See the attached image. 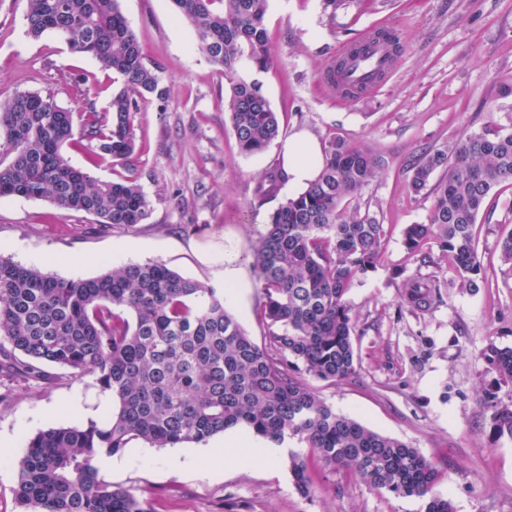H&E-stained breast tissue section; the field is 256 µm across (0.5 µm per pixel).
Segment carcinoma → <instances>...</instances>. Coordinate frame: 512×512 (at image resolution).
<instances>
[{
	"label": "carcinoma",
	"instance_id": "1",
	"mask_svg": "<svg viewBox=\"0 0 512 512\" xmlns=\"http://www.w3.org/2000/svg\"><path fill=\"white\" fill-rule=\"evenodd\" d=\"M197 46L224 72L228 113L240 152L264 151L280 135L279 115L258 76L272 64L267 0H172ZM27 34L62 37L91 55L122 86L108 112L73 115L52 98L22 92L0 105V197L47 200L94 218L103 230H133L151 201L133 164L135 113L146 95L166 98L158 68L145 61L118 0H27ZM94 145V161L124 174L100 181L72 166L62 148ZM382 158L341 137L324 147L317 179L269 215L253 246L266 333L259 345L224 307V293L159 261L64 279L0 255V372L51 380L56 366L112 397V411L80 426L30 437L17 460L18 512H150L128 489L104 481L96 460L135 442L155 448L204 443L245 427L274 444L294 439L288 470L298 492L314 491L313 463L343 470L373 490L423 501L421 512H456L437 491L443 473L419 449L340 415L305 380L336 383L357 375L354 282L379 264L387 229L358 199ZM439 179H434L437 171ZM287 180L271 165L254 188L259 202ZM410 193L433 197L427 223L411 224L403 246L419 265L448 269L460 287L480 288L476 222L491 192L512 185V132L486 126L454 144L428 147L405 172ZM439 254H434L432 245ZM443 301L431 277L408 278L400 308L424 314ZM498 380L512 384V347L483 352ZM495 440L512 441V404L484 394Z\"/></svg>",
	"mask_w": 512,
	"mask_h": 512
}]
</instances>
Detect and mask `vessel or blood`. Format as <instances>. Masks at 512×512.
Wrapping results in <instances>:
<instances>
[{"label":"vessel or blood","mask_w":512,"mask_h":512,"mask_svg":"<svg viewBox=\"0 0 512 512\" xmlns=\"http://www.w3.org/2000/svg\"><path fill=\"white\" fill-rule=\"evenodd\" d=\"M342 70L326 67L324 86L334 95L358 94L379 88L395 67L393 47L385 36L369 32L358 40L341 45L336 52Z\"/></svg>","instance_id":"obj_1"}]
</instances>
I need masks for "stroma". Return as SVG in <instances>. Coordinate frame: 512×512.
Returning <instances> with one entry per match:
<instances>
[{
    "mask_svg": "<svg viewBox=\"0 0 512 512\" xmlns=\"http://www.w3.org/2000/svg\"><path fill=\"white\" fill-rule=\"evenodd\" d=\"M148 63L157 65L166 99L149 96L134 117L136 167L151 214L135 230H101L83 213L49 201L0 198V254L66 279H86L106 265L159 261L183 277L223 288L203 252L235 261L248 272L241 299L226 309L255 342H263V298L252 246L268 216L294 190L257 204L253 189L279 159L283 141L305 132L319 145L339 136L382 157L377 177L360 201L388 228L377 269L355 282L348 302L356 317L358 374L331 384L312 380L336 413L418 448L444 472L441 493L456 512H512V442L493 441L478 400L493 391L512 404V387L498 382L481 355L488 344L512 347V267L499 258L498 239L512 232V188L493 191L476 224L482 285L443 287L442 303L425 315L399 307L413 275H431L403 246L408 225L426 223L431 200L410 194L409 161L495 125L512 130V0H268L266 28L273 64L262 90L278 112L282 137L263 153H240L224 111V75L196 45L193 28L177 18L170 0H119ZM26 0H0V104L37 92L80 114L105 112L116 88L111 72L70 50L52 33L30 37ZM403 35L392 78L357 100L330 97L323 67L339 43L373 26ZM82 77L74 88V77ZM0 512H16V460L27 438L52 425L101 418L104 394L91 380L57 374L46 384L0 375ZM80 398L85 413L68 407ZM211 443L152 448L131 444L99 466L103 480L130 489L151 512H419L420 502L372 490L345 472L315 466V492L302 497L287 467V448L275 459L241 462V449L223 451L224 465L203 460Z\"/></svg>",
    "mask_w": 512,
    "mask_h": 512,
    "instance_id": "stroma-1",
    "label": "stroma"
}]
</instances>
